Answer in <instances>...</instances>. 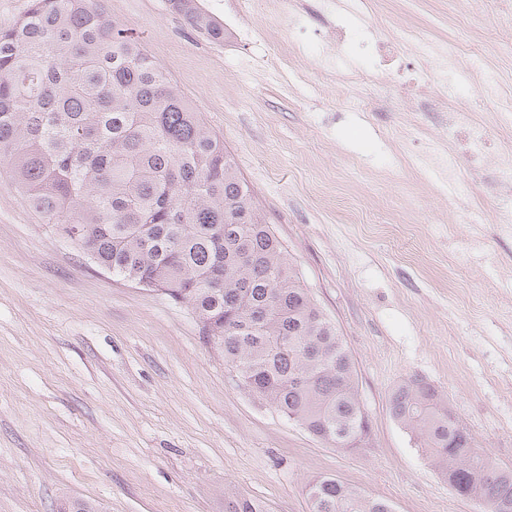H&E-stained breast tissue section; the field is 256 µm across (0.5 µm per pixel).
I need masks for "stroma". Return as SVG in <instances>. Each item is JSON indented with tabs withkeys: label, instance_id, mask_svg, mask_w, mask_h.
<instances>
[{
	"label": "stroma",
	"instance_id": "35a3bbf8",
	"mask_svg": "<svg viewBox=\"0 0 512 512\" xmlns=\"http://www.w3.org/2000/svg\"><path fill=\"white\" fill-rule=\"evenodd\" d=\"M200 0L224 41L200 37L167 0H106L224 139L303 284L351 356L368 447L325 445L224 366L189 306L100 270L33 213L0 161V512H224L225 494L266 512H310L333 477L394 512H476L386 409L411 377L431 383L474 439L512 469V141L499 139L493 77L512 93V0H366L334 70L328 0ZM411 27L459 39L483 69L448 73V93L485 126L478 165L452 190L437 151L465 153L448 115L408 97L424 69L408 50L384 82L371 36ZM359 92L333 105L348 62Z\"/></svg>",
	"mask_w": 512,
	"mask_h": 512
}]
</instances>
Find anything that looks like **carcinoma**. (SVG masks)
<instances>
[{"label":"carcinoma","mask_w":512,"mask_h":512,"mask_svg":"<svg viewBox=\"0 0 512 512\" xmlns=\"http://www.w3.org/2000/svg\"><path fill=\"white\" fill-rule=\"evenodd\" d=\"M209 41L224 26L169 0ZM0 157L29 208L102 269L191 307L224 366L313 438L353 449L369 427L336 326L304 288L253 190L214 132L102 0H32L0 29ZM417 447L453 471L479 512H512V470L494 463L437 389L414 377L387 400ZM311 512H387L335 478ZM224 512H264L227 494Z\"/></svg>","instance_id":"carcinoma-1"}]
</instances>
